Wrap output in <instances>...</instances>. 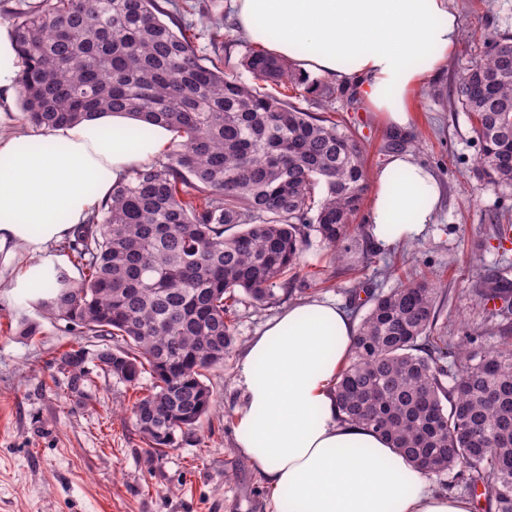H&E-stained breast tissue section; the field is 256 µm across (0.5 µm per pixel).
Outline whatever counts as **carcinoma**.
<instances>
[{
	"instance_id": "cac0c4a2",
	"label": "carcinoma",
	"mask_w": 512,
	"mask_h": 512,
	"mask_svg": "<svg viewBox=\"0 0 512 512\" xmlns=\"http://www.w3.org/2000/svg\"><path fill=\"white\" fill-rule=\"evenodd\" d=\"M181 11L180 0H42L11 24L30 125L112 112L181 137L165 159L129 172L62 242L71 266L36 276L40 308L114 342L91 358L82 348L60 355L71 389L89 360L129 384L149 374L132 414L156 454L207 416L204 378L233 346L237 292L255 306L274 303L310 234L329 245L344 239L367 189L353 133L264 91L302 86L325 111L346 86L296 74L252 46L241 56L252 83L227 76L219 63L233 44L223 23L211 20L205 57ZM457 102L477 120L476 171L511 186L509 40L488 43L461 77ZM371 301L336 377L339 418L371 429L428 475L483 487L495 512H512V343L480 351L469 333L452 348L431 336L435 291L425 281Z\"/></svg>"
}]
</instances>
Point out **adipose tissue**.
Here are the masks:
<instances>
[{
	"mask_svg": "<svg viewBox=\"0 0 512 512\" xmlns=\"http://www.w3.org/2000/svg\"><path fill=\"white\" fill-rule=\"evenodd\" d=\"M454 0H232L238 31L304 72L356 87L364 111L407 133L415 98L460 41ZM21 60L0 33V266L39 258L97 210L132 168L174 139L162 126L101 113L36 135L6 124ZM369 233L391 246L434 223L442 186L411 153L372 174ZM357 331L346 310L314 299L288 308L247 346L234 412L238 448L263 477L276 512H471L430 490L423 472L378 435L340 420L336 374Z\"/></svg>",
	"mask_w": 512,
	"mask_h": 512,
	"instance_id": "obj_1",
	"label": "adipose tissue"
}]
</instances>
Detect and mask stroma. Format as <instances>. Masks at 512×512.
Instances as JSON below:
<instances>
[{"instance_id": "obj_1", "label": "stroma", "mask_w": 512, "mask_h": 512, "mask_svg": "<svg viewBox=\"0 0 512 512\" xmlns=\"http://www.w3.org/2000/svg\"><path fill=\"white\" fill-rule=\"evenodd\" d=\"M455 7L460 44L417 95L408 135L394 139L354 102L336 100L332 114L363 144L368 169L382 167L397 140L433 170L445 189L436 224L416 241L386 248L370 239L362 212L336 246L310 237L287 296L238 305L234 344L208 374L211 411L162 456L150 458L130 413L148 393L150 376L128 384L90 363L83 387L72 390L57 368L59 353L77 344L91 352L98 341L35 307L32 290L12 289L31 267L29 259L15 260L0 279V512H273L259 469L236 444L237 377L249 342L301 301L348 306L366 293L425 280L436 290L432 335L453 345L468 331L479 349L499 345L512 317L486 294L503 282L512 286V186L474 171L475 119L459 106L457 86L487 41L512 35V0H455ZM25 322L38 325L37 336H21Z\"/></svg>"}]
</instances>
